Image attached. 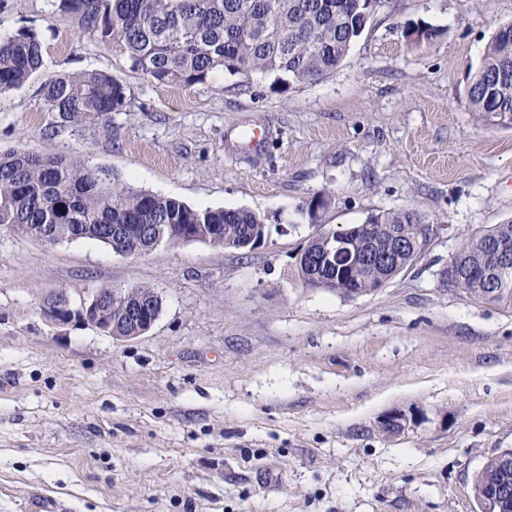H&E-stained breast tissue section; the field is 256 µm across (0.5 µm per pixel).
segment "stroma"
Listing matches in <instances>:
<instances>
[{"mask_svg": "<svg viewBox=\"0 0 512 512\" xmlns=\"http://www.w3.org/2000/svg\"><path fill=\"white\" fill-rule=\"evenodd\" d=\"M59 3L0 0V38L28 32L43 49L40 75L0 94V151L76 157L198 210L246 208L270 237L122 256L0 225V512H478L476 473L512 448V312L444 272L471 232L512 219V126L466 98L512 0H378L312 83L216 71L168 85ZM416 22L432 41L405 42ZM91 70L125 83V106L61 124L44 77ZM322 193L314 223L303 208ZM389 209L439 227L415 265L353 298L298 278L316 224ZM102 286L154 289L157 321L120 342L41 313L48 291L78 309ZM391 411L403 434L382 432Z\"/></svg>", "mask_w": 512, "mask_h": 512, "instance_id": "stroma-1", "label": "stroma"}]
</instances>
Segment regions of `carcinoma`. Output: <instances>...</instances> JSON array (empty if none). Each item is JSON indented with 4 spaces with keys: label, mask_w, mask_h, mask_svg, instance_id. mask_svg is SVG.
I'll list each match as a JSON object with an SVG mask.
<instances>
[{
    "label": "carcinoma",
    "mask_w": 512,
    "mask_h": 512,
    "mask_svg": "<svg viewBox=\"0 0 512 512\" xmlns=\"http://www.w3.org/2000/svg\"><path fill=\"white\" fill-rule=\"evenodd\" d=\"M83 30L122 54L130 70L156 84L202 83L217 70L315 82L334 71L370 22L371 0H60ZM43 66L37 37L19 33L0 38V92L17 89ZM470 108L485 121L512 126V23L499 28L466 87ZM47 111L62 124H86L120 110L126 86L103 71L54 74L42 83ZM266 218L248 209L197 210L169 197L137 190L103 169L67 156L0 152V225L55 243L90 239L135 254L156 249L157 229L182 224H220L224 235L214 246L243 249L254 224ZM367 223L380 234L398 226L407 235L426 220L409 210L370 213ZM123 225L120 239L106 230ZM512 241V220L467 237L450 262L488 271L501 267L489 239ZM501 293L489 294L485 279L463 274L450 284L470 297L512 309V268L498 277ZM371 288L370 271L338 272L325 283ZM497 475L492 457L473 481L474 497L484 478Z\"/></svg>",
    "instance_id": "1"
}]
</instances>
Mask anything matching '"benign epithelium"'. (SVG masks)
Returning <instances> with one entry per match:
<instances>
[{"mask_svg":"<svg viewBox=\"0 0 512 512\" xmlns=\"http://www.w3.org/2000/svg\"><path fill=\"white\" fill-rule=\"evenodd\" d=\"M363 241L371 244L369 248L357 245V237L333 233L323 225H317L313 238L322 242L324 246L323 256L317 259V267L330 268L331 265L343 264L355 269L370 268L380 271L390 265L399 263V256L404 252L412 254V262H417L431 246L436 236L437 227L433 224H421L418 232L413 237H407L398 229L389 230L390 243L385 247L376 244L378 232L369 224H361ZM198 241L207 243V236L201 234L194 224L180 225L179 233L174 236L173 242ZM120 302L123 314L129 322L135 324L136 329L130 334L118 331L112 322V301ZM41 311L48 319L56 323H67L78 317L87 323H91L99 330L116 340L136 338L147 332L156 322L159 312L154 302L147 300L146 295L136 292L134 289H112L102 287L95 291L89 303L81 309L71 307L69 298L61 291L53 290L43 299ZM408 426L407 417L399 412L387 414L381 420V428L390 435H398ZM512 496V486L502 478L487 486L486 492L481 498V504L485 508L481 512H503L505 500Z\"/></svg>","mask_w":512,"mask_h":512,"instance_id":"1","label":"benign epithelium"}]
</instances>
